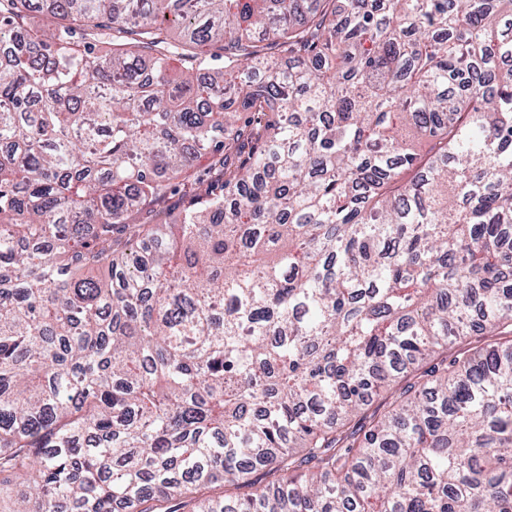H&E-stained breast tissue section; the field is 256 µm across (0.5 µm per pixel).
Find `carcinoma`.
<instances>
[{
	"label": "carcinoma",
	"instance_id": "carcinoma-1",
	"mask_svg": "<svg viewBox=\"0 0 512 512\" xmlns=\"http://www.w3.org/2000/svg\"><path fill=\"white\" fill-rule=\"evenodd\" d=\"M43 3L0 0L7 512H512V0Z\"/></svg>",
	"mask_w": 512,
	"mask_h": 512
}]
</instances>
